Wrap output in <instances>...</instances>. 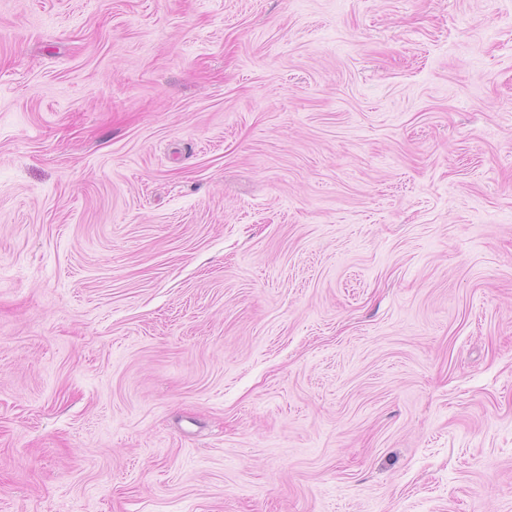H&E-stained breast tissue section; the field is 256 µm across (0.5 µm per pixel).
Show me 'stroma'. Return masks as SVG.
I'll use <instances>...</instances> for the list:
<instances>
[{"label":"stroma","mask_w":512,"mask_h":512,"mask_svg":"<svg viewBox=\"0 0 512 512\" xmlns=\"http://www.w3.org/2000/svg\"><path fill=\"white\" fill-rule=\"evenodd\" d=\"M0 512H512V0H0Z\"/></svg>","instance_id":"obj_1"}]
</instances>
